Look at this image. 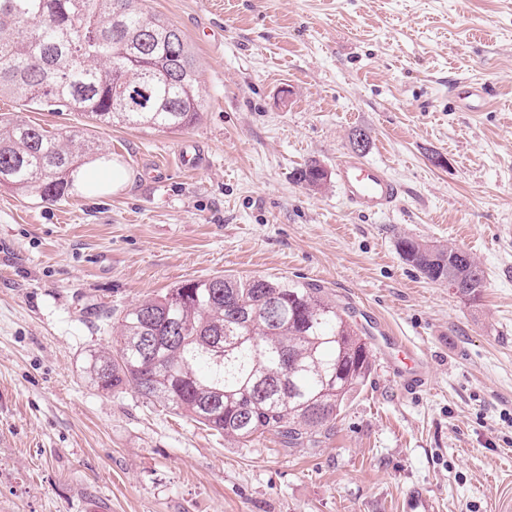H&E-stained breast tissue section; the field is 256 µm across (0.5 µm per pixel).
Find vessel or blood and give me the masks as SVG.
<instances>
[{
    "label": "vessel or blood",
    "mask_w": 512,
    "mask_h": 512,
    "mask_svg": "<svg viewBox=\"0 0 512 512\" xmlns=\"http://www.w3.org/2000/svg\"><path fill=\"white\" fill-rule=\"evenodd\" d=\"M493 97V90L486 83L461 82L454 91L457 108L463 112L483 111ZM337 180L347 207L362 216L386 213L396 207L403 194L402 186L388 169L380 164L365 162L362 158L347 155L336 165ZM402 373L407 381L419 384L423 371L418 353L402 347Z\"/></svg>",
    "instance_id": "vessel-or-blood-1"
}]
</instances>
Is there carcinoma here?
<instances>
[{"mask_svg": "<svg viewBox=\"0 0 512 512\" xmlns=\"http://www.w3.org/2000/svg\"><path fill=\"white\" fill-rule=\"evenodd\" d=\"M2 94L154 131L184 130L202 108L191 46L143 0H0ZM98 151L83 131L0 114L1 188L62 199ZM295 179L315 192L327 182L313 160ZM397 248L428 280L460 279L467 300L481 298L485 271L469 253L407 236ZM117 333L115 352L85 358L97 388H130L242 444L266 433L315 444L373 371L350 316L322 289L287 280H190L126 310Z\"/></svg>", "mask_w": 512, "mask_h": 512, "instance_id": "cac0c4a2", "label": "carcinoma"}]
</instances>
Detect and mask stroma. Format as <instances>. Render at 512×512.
Instances as JSON below:
<instances>
[{"mask_svg":"<svg viewBox=\"0 0 512 512\" xmlns=\"http://www.w3.org/2000/svg\"><path fill=\"white\" fill-rule=\"evenodd\" d=\"M199 64L189 129L100 126L81 112L0 113L87 131L128 180L55 200L0 189V512H499L512 499V0H146ZM489 83L483 112L454 87ZM364 158L405 187L379 216L347 210L335 172ZM202 153L186 173L180 150ZM411 236L468 251L480 301L424 278ZM320 286L368 337L420 346L425 384L382 352L318 443L247 444L134 390H98L85 356L116 347L118 318L188 280ZM317 165L327 173L324 166L313 160L306 162L302 167L296 169L295 172L296 181L306 189L315 192L321 191L326 187L328 178V174L327 177H325V175L319 171Z\"/></svg>","mask_w":512,"mask_h":512,"instance_id":"1","label":"stroma"}]
</instances>
